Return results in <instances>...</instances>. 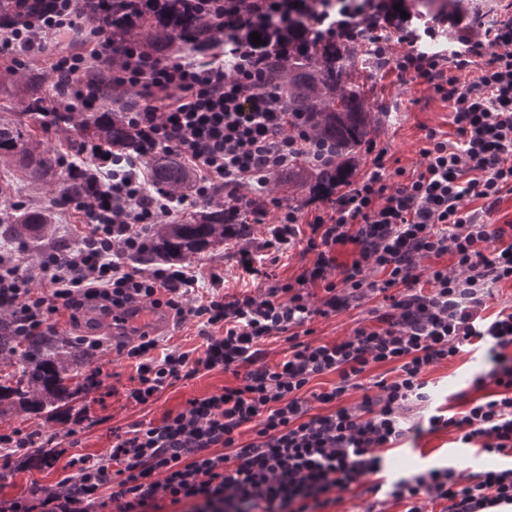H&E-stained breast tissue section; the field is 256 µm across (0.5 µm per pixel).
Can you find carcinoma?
Here are the masks:
<instances>
[{
    "mask_svg": "<svg viewBox=\"0 0 512 512\" xmlns=\"http://www.w3.org/2000/svg\"><path fill=\"white\" fill-rule=\"evenodd\" d=\"M325 0H284L288 28L255 26L240 30L249 43L251 34L261 35L254 49L263 58V69L275 85L288 87V108L303 115L309 135L336 149V160L315 165L304 160L298 172L314 194L330 197L350 180L348 162L376 132L380 116L366 108L364 84L354 68L358 47L366 41V29H355L346 39L315 34L311 18ZM445 6L431 10L426 0H412L419 15L452 17L471 25L484 15L471 0H444ZM217 21L199 12L195 0H135L129 8L112 12V44L138 43L156 56H165L176 43L204 51L216 39ZM46 78L39 72H18L24 108L44 111ZM131 99H118L104 112L77 116L69 129L80 137L93 138L123 155L145 156L153 170L156 187L183 191L190 182L184 163L174 154L147 145L142 135L127 124L122 113ZM14 161L30 178L55 176L65 182L56 205L82 192L76 182L66 183L60 158L48 144L20 124H0V160ZM250 225L235 219L224 207L205 204L192 220L180 224L153 225L148 245L137 253V262L159 261L179 264L224 243L245 239ZM57 229L49 213L16 209L0 223V235L39 244L56 239ZM81 347L47 331L39 336H17L11 318H0V364L14 373L0 376V415L20 410L48 419L59 417L79 394L90 390L86 381L72 383L75 358Z\"/></svg>",
    "mask_w": 512,
    "mask_h": 512,
    "instance_id": "1",
    "label": "carcinoma"
}]
</instances>
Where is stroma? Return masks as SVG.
<instances>
[{"label": "stroma", "instance_id": "obj_1", "mask_svg": "<svg viewBox=\"0 0 512 512\" xmlns=\"http://www.w3.org/2000/svg\"><path fill=\"white\" fill-rule=\"evenodd\" d=\"M365 83L367 102L373 111L381 115L375 137L390 147L400 166L411 169L419 165L427 130L454 136L455 127L447 103L424 87L402 82L396 76L377 69L366 70ZM4 121L35 129L48 145L68 153L73 152L78 143L77 136L70 132L36 121L26 114L21 93L15 88L0 89V122ZM0 188L7 190L12 202L21 207L40 209L49 206L59 190V182L55 179L31 182L17 165L0 162ZM266 238V225L255 224L243 245L230 244L193 259L198 277L194 297L210 295L214 289L211 275L215 272L223 278L224 294L256 289V282L242 276L238 266L239 250L244 247L260 253ZM369 307V302L365 301L346 312L314 318L309 324L313 340L330 342L348 336L365 321ZM106 323V317L100 313L84 323L85 333L102 336L105 346L92 366L78 370L79 376L83 377L89 374L91 367H99L104 375L102 389H94L78 397L58 422H47L20 411L0 415V433L18 428L35 430L40 434L39 451L15 452L9 467L0 468V499L27 495L34 486L46 493L53 491L58 482L69 475L71 457H96L111 446L113 428L139 421H159L166 411L182 406L188 399L215 393L234 381L232 373L220 369L204 371L192 379L176 382L151 404H129L124 392L130 385L129 378L134 370L119 352V337L103 333ZM490 368V363L483 358L482 349L474 345L462 347L451 360L429 368L426 379L433 407L452 413L466 410L469 401L477 396L472 386L474 376ZM46 455L55 457L54 466L42 464L41 459ZM383 457L379 477L388 484L433 468L482 471L512 467V454H487L475 447H461L455 432L448 430L420 436L407 433L397 447L385 451Z\"/></svg>", "mask_w": 512, "mask_h": 512}]
</instances>
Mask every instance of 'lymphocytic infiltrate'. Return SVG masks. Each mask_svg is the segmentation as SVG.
Segmentation results:
<instances>
[{"instance_id": "f902f5d3", "label": "lymphocytic infiltrate", "mask_w": 512, "mask_h": 512, "mask_svg": "<svg viewBox=\"0 0 512 512\" xmlns=\"http://www.w3.org/2000/svg\"><path fill=\"white\" fill-rule=\"evenodd\" d=\"M0 4L9 15L0 24V57L18 68L47 54L51 36L88 33L79 49L50 65L53 77L70 82L66 94L52 98L53 119L102 111L101 87L136 91L141 103L125 120L193 171L190 186L171 193L154 189L144 160L96 142L84 141L78 158L61 154L63 168L87 187L65 208L78 220L77 242L62 259L46 247L33 272L21 251L0 252V313L16 319L22 336L90 306L108 315L145 302L166 308L180 324L203 320L197 354L174 348L156 356L158 343L144 331L121 345L135 370L126 399L138 405L203 371L221 369L236 379L169 411L161 423L114 428L111 448L72 458V475L55 491L2 502L0 512H146L164 500L190 504V512H324L354 486L377 496L384 491L376 479L383 452L405 437L404 413L429 399L427 369L475 342L486 345L494 363L474 381L482 398L413 428L455 431L462 444L489 454L512 452V311L485 313L488 290L512 283V240L488 221L512 192L511 14L448 51H429L423 37L407 32L396 52L379 0L337 7L350 25L369 26L367 53L379 68L447 102L457 137L428 131L422 161L410 171L394 166L386 145L368 141L364 173L308 219L264 189L299 158L323 162L331 155L289 111L287 91L263 79L261 57L238 36L217 38L221 62L181 52L160 58L137 44L113 49L109 21L124 0H45L35 15L26 0ZM474 200L479 208H471ZM199 201L266 224L264 254L244 250L239 261L265 289L193 301L190 267L128 265L159 216ZM297 240L309 261L296 277L279 279L276 251ZM345 251L349 259L339 261ZM443 256L451 266L429 265ZM377 296L381 305L350 336L302 340L299 329L313 317ZM272 337L287 344L277 361L265 349ZM383 365L392 376L346 405L364 374ZM330 374L334 384L311 390ZM489 383L495 390L488 394ZM315 402L328 413H312ZM388 493L410 501L408 512H424L422 497L442 503V512H489L512 504V468L432 469L396 481Z\"/></svg>"}]
</instances>
